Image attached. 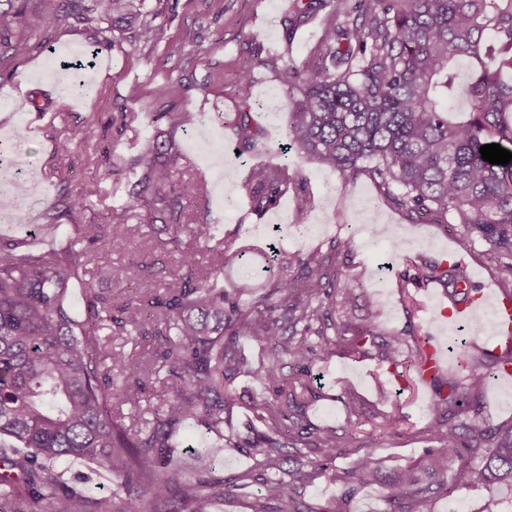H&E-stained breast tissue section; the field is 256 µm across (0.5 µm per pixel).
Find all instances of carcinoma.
Returning a JSON list of instances; mask_svg holds the SVG:
<instances>
[{"instance_id": "obj_1", "label": "carcinoma", "mask_w": 512, "mask_h": 512, "mask_svg": "<svg viewBox=\"0 0 512 512\" xmlns=\"http://www.w3.org/2000/svg\"><path fill=\"white\" fill-rule=\"evenodd\" d=\"M50 24L69 19L93 28V40L66 65L77 72L115 47L116 34H132L148 44L159 39L162 13L147 0H59ZM27 0H0V52L27 58L34 45L16 34ZM327 13L323 53L314 61L256 57L252 67L273 69L288 97L290 123L279 144V164L249 169L244 188L251 212L262 218L295 188V210L313 206L291 156L316 160L344 178L367 175L387 202L413 224H458L488 246L495 269L506 272L501 298L512 303V162L491 164L480 154L485 144L512 145V0H292L282 17L285 41L316 14ZM472 72L468 107L457 117L449 108L456 86V62ZM169 129L129 164L121 203L105 224H78L76 217L102 189L88 182L78 191L62 190L52 203V219H71L63 243L37 251L24 238L0 236V512H140L146 500L174 502L170 512H214L231 485L223 479H184L174 461L173 435L188 420L224 435V417L237 401L230 382L252 377L271 391L255 402L244 430L228 437L231 448L263 457L264 493L253 512H311L294 497L313 482L314 469L283 470L289 442L302 435L303 407L315 396L312 369L337 353L361 357L378 351L393 370L403 364L404 334L383 337L377 312L361 324L336 321V303L354 302L360 285L344 272L354 249L350 236L337 235L326 248L274 254L264 270V290L244 303L237 288H216L227 267L246 250L214 233L201 204L207 180L192 171L175 130L192 123L186 112H161ZM266 113L248 96L236 102L231 124L241 154L253 153L265 139ZM99 123L89 114L58 141L60 155L83 150ZM172 230L170 244L186 231L200 246L220 256L202 268L182 257L187 272L163 289L135 288L139 267L116 269L99 262L107 247L150 250L143 229L156 223ZM413 280L448 290L455 301L472 294L461 264L443 267L412 262ZM112 282L123 298L112 316V301L99 285ZM81 290L85 316L69 307V288ZM119 335L138 342L146 325L163 340L161 349L129 357L112 344ZM247 341L261 348L256 360L241 352ZM480 365L467 364L460 379L432 376L430 430L441 443L433 467L442 477L470 443L481 455L463 462L457 475L468 487L490 493L487 508L512 496V425L491 428L475 415L462 425L448 417L472 409L487 367L512 365V351L484 353ZM161 384L165 398L153 417L140 405L145 388ZM324 460L336 459V431L322 429L303 443ZM85 459L117 479L107 497L92 499L80 479L50 466ZM378 479L367 452L347 472L350 487ZM414 468H402L384 485V499L398 507L417 501Z\"/></svg>"}]
</instances>
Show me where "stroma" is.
Masks as SVG:
<instances>
[{
	"label": "stroma",
	"mask_w": 512,
	"mask_h": 512,
	"mask_svg": "<svg viewBox=\"0 0 512 512\" xmlns=\"http://www.w3.org/2000/svg\"><path fill=\"white\" fill-rule=\"evenodd\" d=\"M289 6L290 0H164L167 23L158 41L134 44L122 39L113 51L100 55L87 73L97 88L96 96L67 100L57 94L53 77L60 71V61L87 46L90 31L87 24L76 21L56 30L46 28L45 19L57 10L58 0H29L18 30L39 47L21 61L0 55V137L9 140L11 153L22 160L31 199L22 222L0 224V236L29 239L36 250L59 245L64 229L49 232L45 226L51 221L49 206L61 188L75 190L94 181L111 189L113 179L125 173L130 157L137 153V141L166 128V121L151 123L150 113L188 112L199 121L177 131L176 138L206 176L208 218L216 224L218 235L238 233L240 242L252 248L246 260L225 278V287L257 282L270 245L305 252L334 236L349 234L355 248L348 263L363 284L360 300L377 305L381 328L391 331L411 325L418 336H446L440 304L421 287L404 280L403 273L410 259L443 265L457 262L467 266L473 280L498 289L501 276L485 257L484 245L468 238L459 225L409 223L367 177L348 180L317 162L297 158L292 164L306 179L315 200L313 208L295 212L293 195L288 192L263 219L250 212L244 175L254 163L278 162L276 147L288 127V101L272 71L257 70L252 83L245 86L239 83V73L255 57L278 55L287 49L297 59L313 58L325 23L324 15H317L293 43H286L279 20ZM189 31L194 33L201 55L169 56L170 46L181 42ZM171 72L180 82L168 89L164 83ZM243 95L267 103L269 116L265 148L241 156L219 116L231 114ZM38 96L49 100L48 109H33L31 101ZM120 104L127 111L141 113L142 118L137 135L118 137L105 132V162L94 166L78 154L66 159L56 155L57 141L87 113L106 117ZM154 235L164 244L148 256L107 249L100 258L116 268L149 263V270L137 275L144 288L164 287L180 266L182 250L194 251L202 265L216 260L212 252L196 247L190 237H183L182 249L177 252L166 243L167 231L158 229ZM314 372L321 385L306 408L307 422L313 429L334 428L343 447L321 477L300 488L302 502L319 512L341 494L346 498V512H391L382 485L352 490L345 481L346 472L369 448L383 477L408 465L417 468L422 486L432 490L429 498L418 503V512H482L486 491L461 484L449 494L437 490L438 479L430 465L440 445L428 429L433 398L429 383L393 375L375 357L354 361L339 355L315 367ZM349 391L393 414L397 422L392 433L374 434L366 425L355 431L347 428L342 398ZM478 404L480 415L494 425H512V389L497 374L488 376ZM177 442L178 461L189 478L233 479L262 471L261 456L246 448L225 447L196 422L182 425Z\"/></svg>",
	"instance_id": "35a3bbf8"
}]
</instances>
